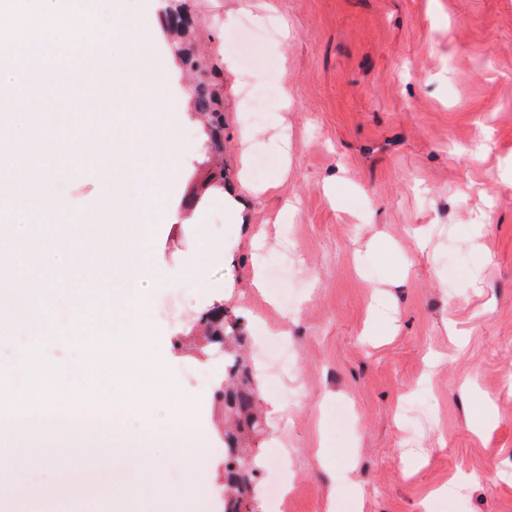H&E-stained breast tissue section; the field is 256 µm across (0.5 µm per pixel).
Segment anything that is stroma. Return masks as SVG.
Here are the masks:
<instances>
[{"label":"stroma","instance_id":"1","mask_svg":"<svg viewBox=\"0 0 512 512\" xmlns=\"http://www.w3.org/2000/svg\"><path fill=\"white\" fill-rule=\"evenodd\" d=\"M154 26L157 98L121 100L152 128L178 122L163 99L196 76L175 59L158 0H126ZM197 55L221 89L223 149L202 157L199 114L182 127L190 146L157 204L166 212L150 249L166 266L150 291L151 351L178 380L201 425L224 423L215 393L224 360L193 342L215 294L244 339L265 431L247 442L262 466L251 476L259 512H327L332 471L348 468L358 499L336 512H421L435 487L471 475L434 512H512V0H188ZM86 82L76 128L112 137V108H96L102 83ZM254 130L244 138V130ZM94 175L57 187L64 210L43 209L38 240H63L87 268L57 274L0 243V263L22 257L28 289L0 300L32 305L51 336L14 342L0 358L43 353L61 373L83 377L91 337L112 318L117 274L80 226L105 223L94 204L108 156L86 153ZM224 169V201L210 187ZM294 207L283 211L284 200ZM213 240L223 259L194 270ZM489 258L478 266L477 253ZM270 268L266 293L251 285ZM56 281L50 295L38 284ZM285 330L293 351L285 388L265 378L266 331ZM491 404L494 427L474 415ZM209 467L175 462L165 482L176 501L145 491L138 512H224V435ZM112 496L72 492L65 506L31 512H110Z\"/></svg>","mask_w":512,"mask_h":512}]
</instances>
